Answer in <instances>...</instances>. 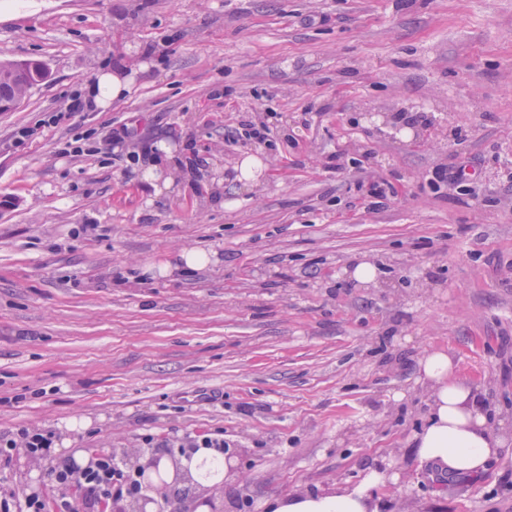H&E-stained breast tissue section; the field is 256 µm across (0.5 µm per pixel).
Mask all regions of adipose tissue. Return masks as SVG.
I'll list each match as a JSON object with an SVG mask.
<instances>
[{"instance_id":"obj_1","label":"adipose tissue","mask_w":512,"mask_h":512,"mask_svg":"<svg viewBox=\"0 0 512 512\" xmlns=\"http://www.w3.org/2000/svg\"><path fill=\"white\" fill-rule=\"evenodd\" d=\"M132 91L129 78L104 71L85 86L83 98L104 108ZM418 373L430 390L429 412L412 440L418 458L452 476L484 473L504 440L489 412L478 403L475 386L458 375L452 356L442 351L425 353L418 361ZM389 479L386 468L377 465L336 492L291 495L273 504L270 512H379L377 491Z\"/></svg>"}]
</instances>
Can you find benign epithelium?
<instances>
[{"label":"benign epithelium","instance_id":"benign-epithelium-1","mask_svg":"<svg viewBox=\"0 0 512 512\" xmlns=\"http://www.w3.org/2000/svg\"><path fill=\"white\" fill-rule=\"evenodd\" d=\"M197 453L196 448H168L161 455H139L130 469L132 487L120 504L119 512H146L147 505L169 499L170 492L182 483L201 486L193 467ZM203 507L208 508V512H217L210 499L200 496L192 500L177 499L173 512H201Z\"/></svg>","mask_w":512,"mask_h":512}]
</instances>
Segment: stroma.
Masks as SVG:
<instances>
[{"label":"stroma","mask_w":512,"mask_h":512,"mask_svg":"<svg viewBox=\"0 0 512 512\" xmlns=\"http://www.w3.org/2000/svg\"><path fill=\"white\" fill-rule=\"evenodd\" d=\"M1 60L46 76L0 112V436L55 438L0 500L220 433L218 512L380 463L385 512H512V444L475 478L411 448L429 351L512 421V0H0ZM102 69L132 95L71 111Z\"/></svg>","instance_id":"obj_1"}]
</instances>
